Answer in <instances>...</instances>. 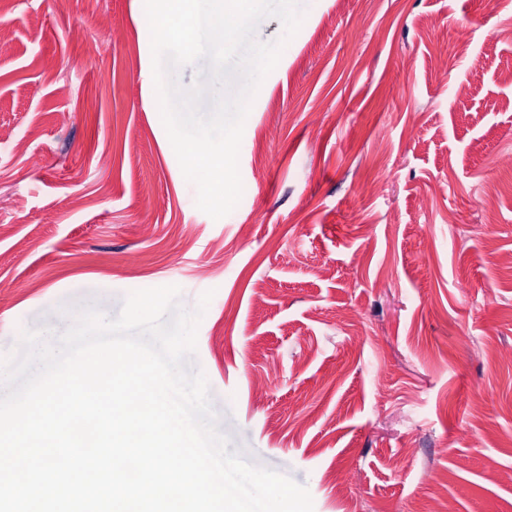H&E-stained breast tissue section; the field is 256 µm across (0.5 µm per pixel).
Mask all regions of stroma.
<instances>
[{
    "label": "stroma",
    "instance_id": "35a3bbf8",
    "mask_svg": "<svg viewBox=\"0 0 512 512\" xmlns=\"http://www.w3.org/2000/svg\"><path fill=\"white\" fill-rule=\"evenodd\" d=\"M144 14L0 0V353L80 305L210 290L220 429L314 512H512V0H315L218 220L153 100Z\"/></svg>",
    "mask_w": 512,
    "mask_h": 512
}]
</instances>
